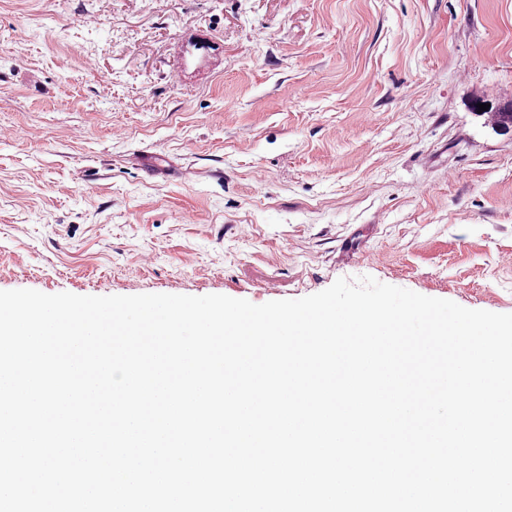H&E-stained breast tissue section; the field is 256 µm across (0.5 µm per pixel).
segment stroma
<instances>
[{
    "label": "stroma",
    "instance_id": "stroma-1",
    "mask_svg": "<svg viewBox=\"0 0 512 512\" xmlns=\"http://www.w3.org/2000/svg\"><path fill=\"white\" fill-rule=\"evenodd\" d=\"M483 100L512 106V0H0V290L263 304L368 275L512 313Z\"/></svg>",
    "mask_w": 512,
    "mask_h": 512
}]
</instances>
